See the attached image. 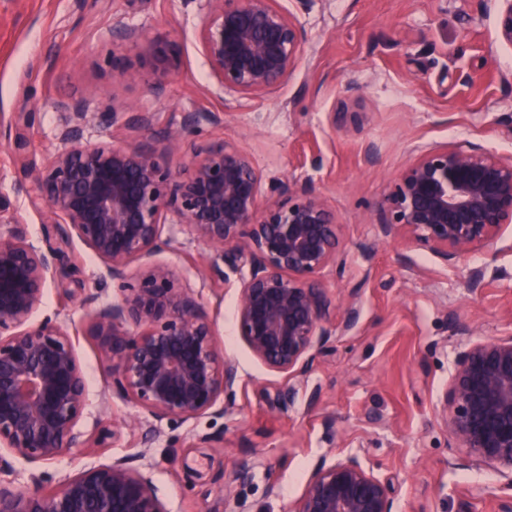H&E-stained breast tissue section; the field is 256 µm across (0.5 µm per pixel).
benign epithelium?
I'll return each mask as SVG.
<instances>
[{
    "instance_id": "1",
    "label": "benign epithelium",
    "mask_w": 512,
    "mask_h": 512,
    "mask_svg": "<svg viewBox=\"0 0 512 512\" xmlns=\"http://www.w3.org/2000/svg\"><path fill=\"white\" fill-rule=\"evenodd\" d=\"M498 38L512 44V0H498ZM199 49L212 78L226 90L263 95L294 71L306 39L296 16L277 0H201ZM112 41L136 60L112 55V80L162 89L177 68L166 37L142 44L116 22ZM116 131L147 130V112H104ZM200 114L164 132L167 151L128 146L117 135L94 139L86 113L74 105L60 130L63 147L27 173V196L44 223L63 224L101 261L118 284L116 301L85 329L55 315L33 322L60 252L31 241L21 218L0 208V447L36 465L85 445L80 423L90 406L77 354L91 336L112 384L146 415L145 435L165 420L188 421L233 404L237 368L215 342L213 322L193 290L172 269L153 264L129 276L137 259L168 246L167 224H186L216 252L215 273L237 275L236 331L252 356L285 381L307 375L331 350L336 315L350 330L354 295L336 300L321 280L342 265L336 214L315 188L292 182L279 197L262 198L261 177L235 146H194L183 171L168 157L198 132ZM382 235L407 237L446 265L501 239L512 225V156L481 145L416 150L380 203ZM248 271H243V268ZM448 447L462 448L502 478L497 512H512V334L470 339L455 356L439 405ZM145 456L123 455L33 492L24 473L0 485V512H168ZM289 512H394L389 478L356 454L321 458Z\"/></svg>"
}]
</instances>
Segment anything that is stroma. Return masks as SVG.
<instances>
[{"label": "stroma", "mask_w": 512, "mask_h": 512, "mask_svg": "<svg viewBox=\"0 0 512 512\" xmlns=\"http://www.w3.org/2000/svg\"><path fill=\"white\" fill-rule=\"evenodd\" d=\"M306 33L288 80L262 96L222 92L197 34L199 0H0V126L26 142L0 140V205L19 214L29 238L42 242L43 216L30 208L25 168H39L60 146L64 107L83 104L105 138L101 113L151 112L171 126L203 112L194 140L235 146L261 176V194L289 181L314 187L336 214L341 269L326 270L336 296H356L359 319L333 338L287 407L270 400L283 377L255 360L235 332L234 283L215 275L212 248L187 226L165 227L169 246L132 263H164L180 286L201 291L215 321L219 349L242 379L235 405L184 423L159 424L146 454L168 512H288L321 457L355 452L395 488V512H495L501 483L491 468L449 449L436 404L457 349L475 336L512 334V228L490 248L444 265L407 238L381 235L379 204L411 162L417 145L472 142L512 156V46L495 32V0H279ZM144 40L168 35L178 67L161 94L118 84L106 63L113 22ZM358 86L359 94L349 93ZM378 149L375 162L366 143ZM78 275L58 268L37 318L64 313L85 324L117 299L101 263L78 241L55 240ZM483 271L473 283L474 271ZM91 405L86 437L113 427L109 448H77L41 463L38 490L113 457L140 451L142 410L123 398L103 370L92 337H80ZM245 458L259 462L248 481L228 477ZM279 488L268 493L269 484Z\"/></svg>", "instance_id": "35a3bbf8"}]
</instances>
